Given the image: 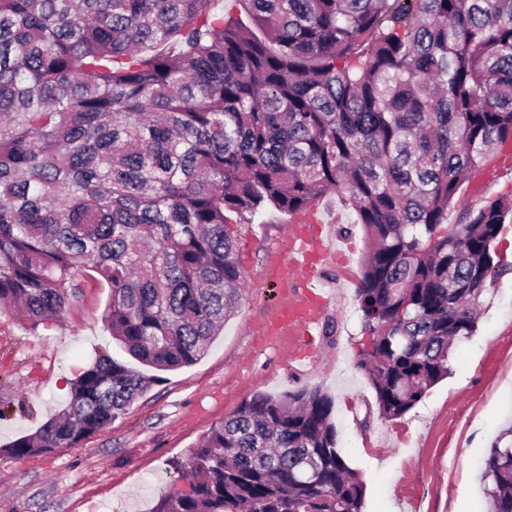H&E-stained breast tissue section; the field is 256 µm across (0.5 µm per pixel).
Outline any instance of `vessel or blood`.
<instances>
[{
	"label": "vessel or blood",
	"instance_id": "b4317fda",
	"mask_svg": "<svg viewBox=\"0 0 512 512\" xmlns=\"http://www.w3.org/2000/svg\"><path fill=\"white\" fill-rule=\"evenodd\" d=\"M332 242L320 232L306 227H295L289 234L284 251V262L270 267L269 275L284 279L289 292L280 310V319L289 335H310L333 297L317 270L326 260Z\"/></svg>",
	"mask_w": 512,
	"mask_h": 512
}]
</instances>
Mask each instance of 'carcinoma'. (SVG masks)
Here are the masks:
<instances>
[{
	"mask_svg": "<svg viewBox=\"0 0 512 512\" xmlns=\"http://www.w3.org/2000/svg\"><path fill=\"white\" fill-rule=\"evenodd\" d=\"M0 0V308L34 329L75 277L136 361L196 363L243 300L234 225L339 194L368 237L357 366L384 419L448 376L476 331L505 193L448 209L512 143V0ZM100 355L22 459L70 447L155 383ZM319 388L256 394L186 462L154 512H362ZM489 512H512V446L483 458Z\"/></svg>",
	"mask_w": 512,
	"mask_h": 512,
	"instance_id": "1",
	"label": "carcinoma"
}]
</instances>
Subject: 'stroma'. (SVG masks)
<instances>
[{
    "mask_svg": "<svg viewBox=\"0 0 512 512\" xmlns=\"http://www.w3.org/2000/svg\"><path fill=\"white\" fill-rule=\"evenodd\" d=\"M512 192V151L493 154L463 184L448 212ZM326 232L347 240L328 261L326 286L336 304L316 329L321 352L295 369L292 344L266 342L261 328L282 300L267 279L290 216L237 225L246 294L196 363L161 375L131 410L76 446L22 459L0 457V512H152L162 494L183 489L174 462L224 417L258 393L278 396L317 387L334 400L339 447L365 486V512H488L481 460L512 428V222L494 243L498 274L487 283L478 327L458 340L448 378L402 418H381L375 393L356 366L364 337L357 288L368 247L362 225L340 196L313 204ZM61 320L27 330L0 313V446L29 435L67 402L71 382L99 354L127 360L105 329L111 290L88 273L76 278Z\"/></svg>",
    "mask_w": 512,
    "mask_h": 512,
    "instance_id": "stroma-1",
    "label": "stroma"
}]
</instances>
